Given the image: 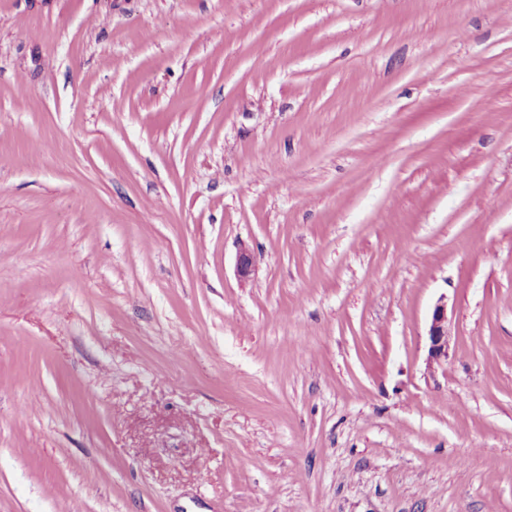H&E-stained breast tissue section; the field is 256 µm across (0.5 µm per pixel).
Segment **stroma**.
Segmentation results:
<instances>
[{
	"mask_svg": "<svg viewBox=\"0 0 512 512\" xmlns=\"http://www.w3.org/2000/svg\"><path fill=\"white\" fill-rule=\"evenodd\" d=\"M0 512H512V0H0ZM428 349L426 364L428 368L440 366L448 361L452 335L448 325V298L441 296L434 305L428 326Z\"/></svg>",
	"mask_w": 512,
	"mask_h": 512,
	"instance_id": "obj_1",
	"label": "stroma"
}]
</instances>
